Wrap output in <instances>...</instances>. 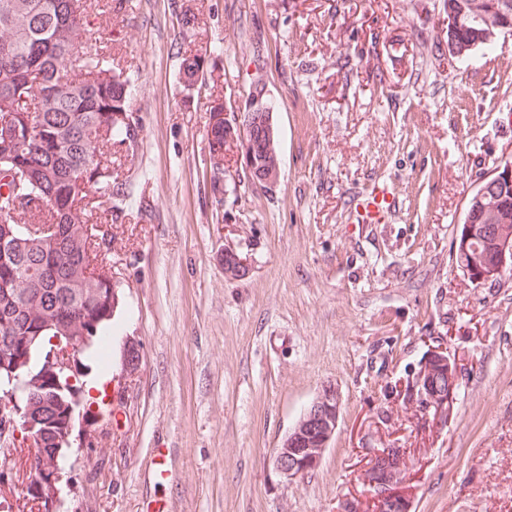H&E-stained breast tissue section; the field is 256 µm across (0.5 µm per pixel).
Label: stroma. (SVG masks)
<instances>
[{
    "instance_id": "1",
    "label": "stroma",
    "mask_w": 512,
    "mask_h": 512,
    "mask_svg": "<svg viewBox=\"0 0 512 512\" xmlns=\"http://www.w3.org/2000/svg\"><path fill=\"white\" fill-rule=\"evenodd\" d=\"M112 4L95 0L92 49L130 77L139 136L114 152L119 191L101 207L121 292L110 353L136 343L142 366L118 424L61 460L76 477L59 512H372L376 448L404 449L411 512H512V273L472 284L452 248L471 193L512 160V36L451 65L443 0ZM184 51L205 61L191 90ZM257 79L280 180L252 184L230 149L213 188L210 101L238 111ZM378 183L389 218L357 223ZM228 247L249 260L235 280ZM438 347L458 375L443 418L409 391ZM328 386L335 436L284 481L273 451ZM32 453L0 448L12 512H30Z\"/></svg>"
}]
</instances>
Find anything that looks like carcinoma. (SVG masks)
<instances>
[{"instance_id":"1","label":"carcinoma","mask_w":512,"mask_h":512,"mask_svg":"<svg viewBox=\"0 0 512 512\" xmlns=\"http://www.w3.org/2000/svg\"><path fill=\"white\" fill-rule=\"evenodd\" d=\"M88 0H0V385L25 387L43 446L32 467L58 469L61 440L80 401L75 374L46 366L49 352L82 346L107 366L104 332L118 305L100 202L114 192L112 149L133 143L130 78L88 51ZM448 66L493 51L512 32V0H443ZM210 180L224 176V121L207 130ZM29 224H51L49 238ZM468 224L512 233V191L486 181L469 197Z\"/></svg>"}]
</instances>
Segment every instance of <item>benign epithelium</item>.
<instances>
[{"label":"benign epithelium","instance_id":"1","mask_svg":"<svg viewBox=\"0 0 512 512\" xmlns=\"http://www.w3.org/2000/svg\"><path fill=\"white\" fill-rule=\"evenodd\" d=\"M233 124L237 129L241 151L240 166L248 173L253 184L273 187L280 178V162L264 164L256 156V141L271 140L274 137V115L260 100L251 101L247 110L233 113ZM494 267L482 276L493 279L512 262V234L496 235L494 240ZM249 270L247 259L234 249H224V275L230 279L244 276ZM54 368L62 372L76 370L75 348L67 346L56 353ZM419 396L435 410H448L457 387V370L453 360L439 349L428 352L413 383ZM341 403L336 389L328 386L311 403L295 427L289 431L282 444L275 449L272 464L275 471L287 481L301 478L315 470L321 463L326 448L336 433L340 418ZM23 415V409L16 397L0 405V418L16 425V417ZM84 411H73L71 427L65 437L67 447H94L95 433L83 428ZM402 448H378L367 469L368 485L375 492L378 512H410L407 495L401 491L403 483ZM390 464L380 477H374L382 463ZM61 479L56 472H46L40 477L38 493L47 502V510L55 512L60 506Z\"/></svg>","mask_w":512,"mask_h":512}]
</instances>
